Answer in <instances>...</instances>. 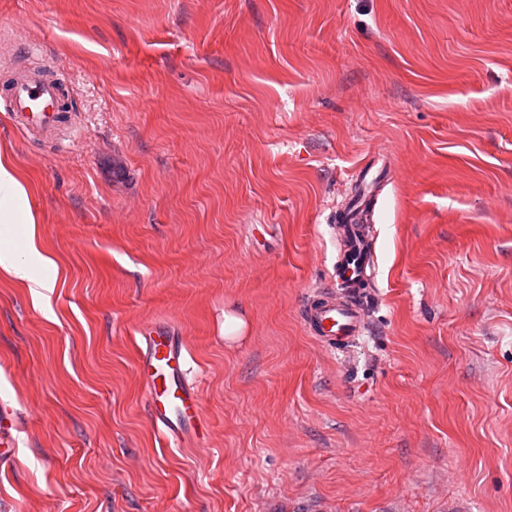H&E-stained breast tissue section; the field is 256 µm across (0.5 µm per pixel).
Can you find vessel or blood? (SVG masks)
Returning a JSON list of instances; mask_svg holds the SVG:
<instances>
[{"mask_svg": "<svg viewBox=\"0 0 512 512\" xmlns=\"http://www.w3.org/2000/svg\"><path fill=\"white\" fill-rule=\"evenodd\" d=\"M8 110L13 126L31 137L66 124L67 104L60 86L35 73L15 77L9 88ZM366 208V201H359L338 218L341 248L329 283L307 298L302 308V320L310 333L332 347L349 344L367 327L363 289L373 266V247L364 224ZM139 334L145 347L139 372L147 388L152 425L176 440L195 435L201 400L186 376L182 340L156 323L144 325Z\"/></svg>", "mask_w": 512, "mask_h": 512, "instance_id": "vessel-or-blood-1", "label": "vessel or blood"}]
</instances>
